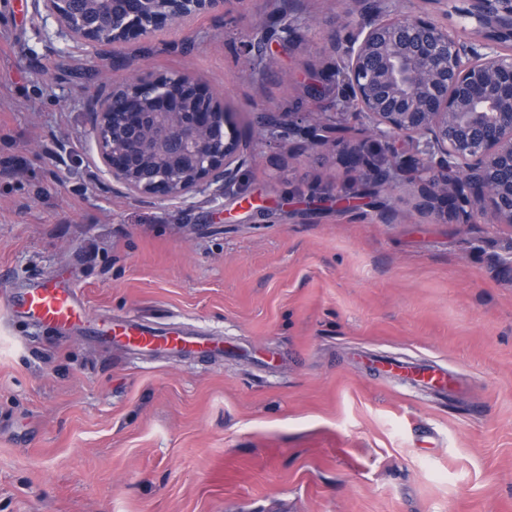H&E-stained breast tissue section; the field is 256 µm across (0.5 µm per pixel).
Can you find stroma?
<instances>
[{
	"mask_svg": "<svg viewBox=\"0 0 512 512\" xmlns=\"http://www.w3.org/2000/svg\"><path fill=\"white\" fill-rule=\"evenodd\" d=\"M278 4L229 0L127 42L115 67L58 36L40 0H0V291L61 277L93 318L224 338L218 362L130 356L0 300V512H512V227L419 212L411 170L380 203L336 210L361 172L259 126L266 108L333 111L304 84L332 65L344 5L300 0L297 35L253 67L254 20ZM182 70L248 161L225 195L127 194L98 161L92 105ZM360 350L463 387H399Z\"/></svg>",
	"mask_w": 512,
	"mask_h": 512,
	"instance_id": "obj_1",
	"label": "stroma"
}]
</instances>
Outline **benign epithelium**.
I'll list each match as a JSON object with an SVG mask.
<instances>
[{"label":"benign epithelium","mask_w":512,"mask_h":512,"mask_svg":"<svg viewBox=\"0 0 512 512\" xmlns=\"http://www.w3.org/2000/svg\"><path fill=\"white\" fill-rule=\"evenodd\" d=\"M46 15L73 42L104 60L124 62L116 47L150 38L163 27L224 12L227 0H41ZM355 30H333L336 101L369 125L355 131L319 115L308 125L288 121V134L312 150L336 144L349 164L370 177L336 203L353 204L399 182L407 160L396 138L412 137L420 155L418 210L453 201L455 224H472L490 207L495 222L512 224V0H464L460 15L471 37L423 17L405 16L396 0H345ZM101 164L128 192L170 200L202 184L229 192L247 152L228 113L191 75H139L112 87L92 108Z\"/></svg>","instance_id":"7a95c632"}]
</instances>
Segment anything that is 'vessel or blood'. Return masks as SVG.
<instances>
[{
	"mask_svg": "<svg viewBox=\"0 0 512 512\" xmlns=\"http://www.w3.org/2000/svg\"><path fill=\"white\" fill-rule=\"evenodd\" d=\"M6 300L13 316L37 329L58 335L83 328L97 340L131 353L159 354L169 358L198 354L214 360L224 357L223 338L188 330L181 325L158 329L126 316L90 320L80 294L61 279L28 278L9 288ZM369 361L393 378L430 388L439 395L448 392L451 375L442 367L408 364L374 355Z\"/></svg>",
	"mask_w": 512,
	"mask_h": 512,
	"instance_id": "1",
	"label": "vessel or blood"
}]
</instances>
